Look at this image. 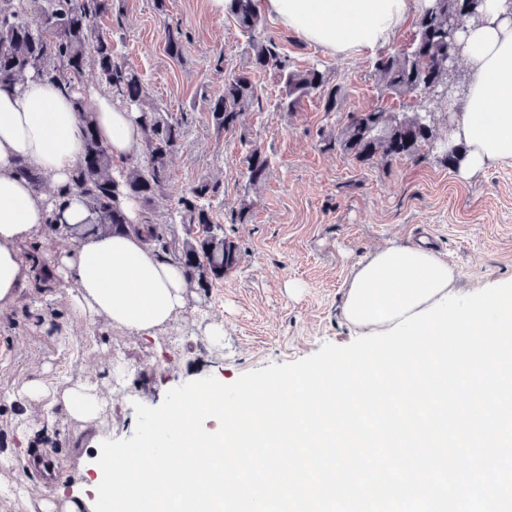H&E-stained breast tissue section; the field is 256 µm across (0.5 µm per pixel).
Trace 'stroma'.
<instances>
[{
  "label": "stroma",
  "instance_id": "35a3bbf8",
  "mask_svg": "<svg viewBox=\"0 0 512 512\" xmlns=\"http://www.w3.org/2000/svg\"><path fill=\"white\" fill-rule=\"evenodd\" d=\"M168 20L184 33L178 59L166 52ZM100 26L142 75L152 100L184 121L183 145L170 164L172 194L207 181L213 219L238 243L241 263L211 287L196 289L190 311L153 336L104 320L87 327L72 315L65 288L51 289L48 310L66 332L62 339L44 334L34 320L36 288L26 290L21 304L1 307L0 453L13 451L21 418L38 423L43 415L40 405L8 401L7 392L60 367L71 380L98 382L103 413L93 425L57 413L52 437L33 435L29 451L58 463L56 484L74 487L101 455L95 436L132 437L134 402L156 406L169 389L191 380L231 383L245 372L310 356L323 343H351L356 334L340 313L344 287L353 266L377 249L428 240L455 268L462 295L512 279V159L468 178L438 150L361 165L334 148L347 113L400 109L373 79L375 54L332 55L266 21L263 37L294 68L318 65L331 84L341 85V100L327 112L314 93L283 110L277 71H259V102L236 130L220 132L209 101L223 93L248 43L230 15L210 0H165L161 10L155 0H117ZM253 148L271 160L257 185L246 176L245 156ZM245 204L248 221L231 223ZM212 321L224 324L216 343L204 334ZM114 359L128 363L117 380L108 370Z\"/></svg>",
  "mask_w": 512,
  "mask_h": 512
}]
</instances>
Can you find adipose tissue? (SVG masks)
<instances>
[{
  "mask_svg": "<svg viewBox=\"0 0 512 512\" xmlns=\"http://www.w3.org/2000/svg\"><path fill=\"white\" fill-rule=\"evenodd\" d=\"M277 24L334 55L371 52L389 43L419 0H258ZM464 52L471 64L453 133L465 153L464 175L512 159V0H482L479 16L466 27ZM85 99L99 135L117 162L142 151L135 113L111 95L87 87ZM81 118L73 95L48 81L26 77L0 88V307L17 304L36 280L22 246L46 224L49 197L35 194L17 172L19 162L40 169L53 183H65L83 153ZM130 227L81 239L47 264L50 287L74 283L71 308L86 325L107 318L142 336L186 313L194 281L176 262L157 257L140 231L136 201L124 202ZM455 271L433 249L389 246L359 261L343 293L341 312L357 333L391 329L450 294ZM55 376L30 380L19 398L42 405L45 429L56 412L76 420L99 419L103 401L96 384L84 381L58 389Z\"/></svg>",
  "mask_w": 512,
  "mask_h": 512,
  "instance_id": "adipose-tissue-1",
  "label": "adipose tissue"
}]
</instances>
